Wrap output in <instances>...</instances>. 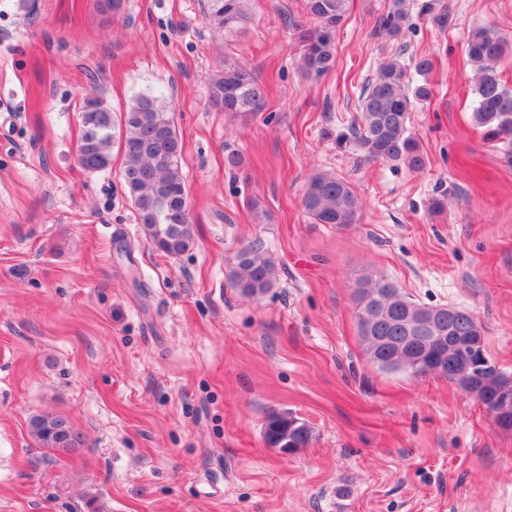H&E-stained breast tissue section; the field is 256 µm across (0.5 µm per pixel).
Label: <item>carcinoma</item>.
<instances>
[{
  "label": "carcinoma",
  "instance_id": "cac0c4a2",
  "mask_svg": "<svg viewBox=\"0 0 512 512\" xmlns=\"http://www.w3.org/2000/svg\"><path fill=\"white\" fill-rule=\"evenodd\" d=\"M248 0H207L206 16L217 32H238L249 19ZM350 0H306L311 27L296 26L299 49L298 70L305 78H320L336 67V29L348 12ZM419 13L439 29L448 28V6L441 0H424ZM409 18L407 0H392L391 8L379 20V31L398 37ZM508 40L498 31L474 27L468 37L466 54L475 69L474 124L485 135L512 149V85L502 78L498 62L505 55ZM433 68L426 55L405 63L399 58L382 61L375 77L363 88L359 113L348 131L336 134V142L350 146L366 160L403 165L412 170L424 166L418 141L409 133V114L414 103L429 98L427 84L415 81ZM211 105L218 111L247 117L263 109L265 91L254 73L239 64L224 66L210 88ZM89 125L97 128L92 137H81L77 164L93 172L91 162L112 164V142L121 137L122 177L131 197L139 224L153 246L169 255L181 254L194 244L188 194L181 168L183 144L168 112L158 98L140 95L129 109L115 119L103 101L88 98L80 108ZM305 212L315 224L338 227L358 222L362 210L350 183L326 172L309 176L303 193ZM230 279L247 298L265 294L273 285L274 266L257 248L240 252ZM359 336L373 363L388 360L393 369H404L403 357L424 350L446 358L453 355L439 336H466L480 322L461 307L423 306L405 297L386 280L363 278L354 290ZM410 336L420 340L411 342ZM499 380L489 377L475 388L485 410H497L512 419V396L499 393ZM29 433L42 447L67 452L83 444L81 434L63 416L44 412L29 422ZM266 443L284 453L295 454L308 446L311 431L306 423L287 413H275L263 427Z\"/></svg>",
  "mask_w": 512,
  "mask_h": 512
}]
</instances>
